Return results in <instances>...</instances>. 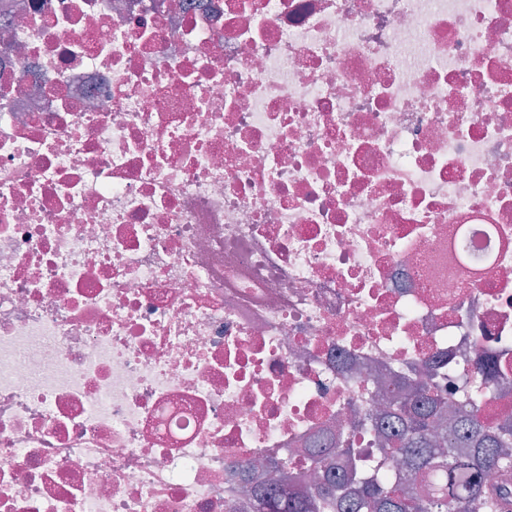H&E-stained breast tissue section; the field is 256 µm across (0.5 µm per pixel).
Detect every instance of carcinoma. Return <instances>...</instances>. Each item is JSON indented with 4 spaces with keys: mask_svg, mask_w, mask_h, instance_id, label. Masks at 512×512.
Instances as JSON below:
<instances>
[{
    "mask_svg": "<svg viewBox=\"0 0 512 512\" xmlns=\"http://www.w3.org/2000/svg\"><path fill=\"white\" fill-rule=\"evenodd\" d=\"M475 370L484 384L456 402L429 381L397 374L401 394L370 416L377 452L399 456L398 473L364 481L358 458L313 448L307 459L320 482L261 477L247 489L254 512H512V419L482 414L487 391H508L512 372L494 359Z\"/></svg>",
    "mask_w": 512,
    "mask_h": 512,
    "instance_id": "1",
    "label": "carcinoma"
}]
</instances>
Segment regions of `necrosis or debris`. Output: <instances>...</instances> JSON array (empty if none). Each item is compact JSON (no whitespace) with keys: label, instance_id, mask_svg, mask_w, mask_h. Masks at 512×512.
<instances>
[{"label":"necrosis or debris","instance_id":"necrosis-or-debris-1","mask_svg":"<svg viewBox=\"0 0 512 512\" xmlns=\"http://www.w3.org/2000/svg\"><path fill=\"white\" fill-rule=\"evenodd\" d=\"M512 359V0H0V512H228L435 356Z\"/></svg>","mask_w":512,"mask_h":512}]
</instances>
